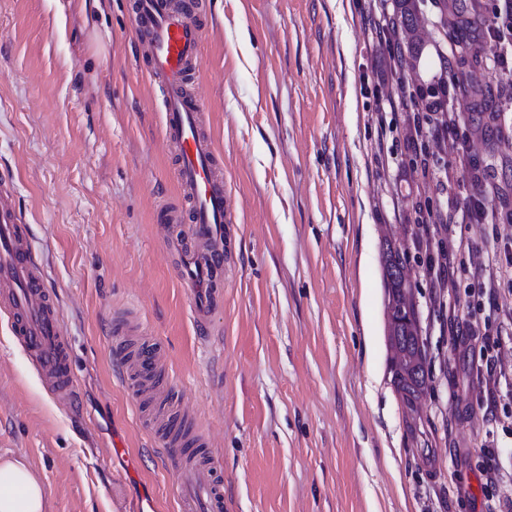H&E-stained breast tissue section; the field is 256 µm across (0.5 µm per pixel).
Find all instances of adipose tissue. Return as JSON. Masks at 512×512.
Instances as JSON below:
<instances>
[{"mask_svg": "<svg viewBox=\"0 0 512 512\" xmlns=\"http://www.w3.org/2000/svg\"><path fill=\"white\" fill-rule=\"evenodd\" d=\"M47 491L23 461L0 460V512H46Z\"/></svg>", "mask_w": 512, "mask_h": 512, "instance_id": "adipose-tissue-1", "label": "adipose tissue"}]
</instances>
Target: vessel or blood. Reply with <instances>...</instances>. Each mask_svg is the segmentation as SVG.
Returning a JSON list of instances; mask_svg holds the SVG:
<instances>
[{
	"instance_id": "1",
	"label": "vessel or blood",
	"mask_w": 512,
	"mask_h": 512,
	"mask_svg": "<svg viewBox=\"0 0 512 512\" xmlns=\"http://www.w3.org/2000/svg\"><path fill=\"white\" fill-rule=\"evenodd\" d=\"M201 0H133L134 29L145 46L147 72L162 92L165 138L173 149L177 187L191 204L189 216L160 207L155 216L165 230L178 278L190 290L193 321L208 331L224 297L227 240L235 209L224 189L211 138L202 130L205 101L192 85L203 60ZM186 231H179V224ZM0 307L33 361L37 374L66 408L76 410V380L59 312L45 286L26 228L17 212L12 180L0 176ZM111 332L122 344L115 377L134 390L135 404L156 436L181 495L183 512H224L221 458L193 415L170 403L159 390V350L143 332L137 315L112 316Z\"/></svg>"
}]
</instances>
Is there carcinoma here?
I'll list each match as a JSON object with an SVG mask.
<instances>
[{"mask_svg":"<svg viewBox=\"0 0 512 512\" xmlns=\"http://www.w3.org/2000/svg\"><path fill=\"white\" fill-rule=\"evenodd\" d=\"M395 10L402 28L414 31L417 18L415 0H395ZM382 259L390 348L394 352L391 366L393 383L402 403L416 411L426 392L427 374L424 344L409 297L412 285L404 273L406 259L400 249L387 246Z\"/></svg>","mask_w":512,"mask_h":512,"instance_id":"cac0c4a2","label":"carcinoma"}]
</instances>
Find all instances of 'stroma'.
I'll return each mask as SVG.
<instances>
[{
  "label": "stroma",
  "instance_id": "1",
  "mask_svg": "<svg viewBox=\"0 0 512 512\" xmlns=\"http://www.w3.org/2000/svg\"><path fill=\"white\" fill-rule=\"evenodd\" d=\"M205 3L198 87L238 209L206 342L154 222L179 197L130 0H0V172L80 390L70 414L0 312V456L37 472L47 512H179L160 440L114 376L112 315L132 310L223 457L224 512H512V283L487 261L512 256V78L488 69L512 47L487 32L498 0H479L476 65L451 58L462 38L442 0H416V59L368 35L370 0ZM441 79L458 128L427 151L452 177L446 197L421 176L412 106L387 103ZM473 85L490 88L491 111H473ZM462 153L491 172L497 220L426 229L455 244L441 290L413 246L415 210L477 197ZM389 242L407 253L426 349L416 413L390 371ZM454 321L469 335L451 336Z\"/></svg>",
  "mask_w": 512,
  "mask_h": 512
}]
</instances>
